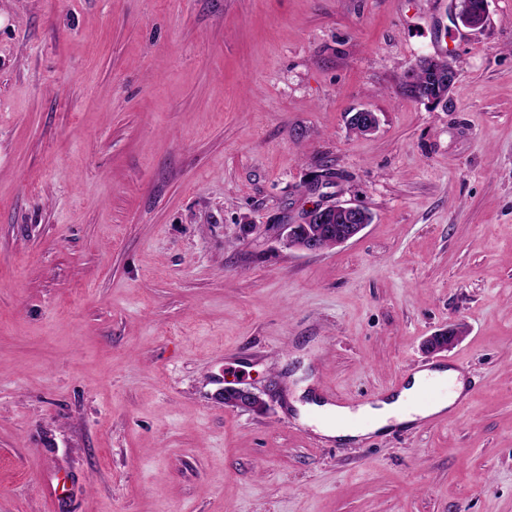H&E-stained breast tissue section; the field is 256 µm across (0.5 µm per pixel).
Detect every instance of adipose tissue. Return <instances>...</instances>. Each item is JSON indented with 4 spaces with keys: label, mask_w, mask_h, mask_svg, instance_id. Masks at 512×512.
Instances as JSON below:
<instances>
[{
    "label": "adipose tissue",
    "mask_w": 512,
    "mask_h": 512,
    "mask_svg": "<svg viewBox=\"0 0 512 512\" xmlns=\"http://www.w3.org/2000/svg\"><path fill=\"white\" fill-rule=\"evenodd\" d=\"M440 384L445 394L431 407L420 409L414 403L423 383ZM466 389L462 373L454 368L425 369L408 378L394 395L355 408L323 404L318 408L316 429L321 434L344 442L356 443L374 433L386 432L392 423H414L438 414L460 399Z\"/></svg>",
    "instance_id": "adipose-tissue-1"
}]
</instances>
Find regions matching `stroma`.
Segmentation results:
<instances>
[{"label":"stroma","mask_w":512,"mask_h":512,"mask_svg":"<svg viewBox=\"0 0 512 512\" xmlns=\"http://www.w3.org/2000/svg\"><path fill=\"white\" fill-rule=\"evenodd\" d=\"M453 14L0 0V512H512V0ZM425 56L446 103L400 89ZM345 201L347 243L270 230ZM451 322L458 415L350 445L295 408L374 402ZM471 0H459V10L456 18L459 19L462 26L471 30H479L485 27L488 21V1L483 0L480 10H474L470 3ZM421 59H425L423 65L429 71L421 69L417 72H413L412 76H409L408 70L404 74L402 82L403 88L411 97L424 101L426 94H428V92H432L431 86L433 85V82L431 80V72L436 83V89L440 88L437 98L433 100V104L438 105L446 99L451 86L456 80L457 70L453 63L447 60L439 61L435 64V59L437 60L439 58L426 56ZM421 59H419L411 68L417 69V65ZM434 64L442 69H447L448 67V70H439ZM224 405L254 413H263L268 410V403L261 394L247 387H225Z\"/></svg>","instance_id":"35a3bbf8"}]
</instances>
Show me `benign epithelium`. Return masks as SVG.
<instances>
[{
	"label": "benign epithelium",
	"instance_id": "benign-epithelium-1",
	"mask_svg": "<svg viewBox=\"0 0 512 512\" xmlns=\"http://www.w3.org/2000/svg\"><path fill=\"white\" fill-rule=\"evenodd\" d=\"M488 2H483L481 9L475 10L470 0H459L457 18L462 26L479 30L485 27L488 21ZM423 65L432 73L436 87L440 88L433 104L442 103L454 84L457 70L453 63H448V70L443 71L435 67V57L427 56ZM355 123L368 132L376 130L378 117L376 113L362 109L350 115ZM366 227V208L351 202H338L332 205L315 206L306 211L302 221L297 224H279L276 232L282 241L290 248L304 252H319L322 250V241L329 240L341 245L353 239ZM464 329L457 325H450L429 337L425 343V351L436 353L448 350L463 339ZM224 406L233 409H242L254 413H263L268 410V403L261 394L247 387L224 388Z\"/></svg>",
	"mask_w": 512,
	"mask_h": 512
}]
</instances>
